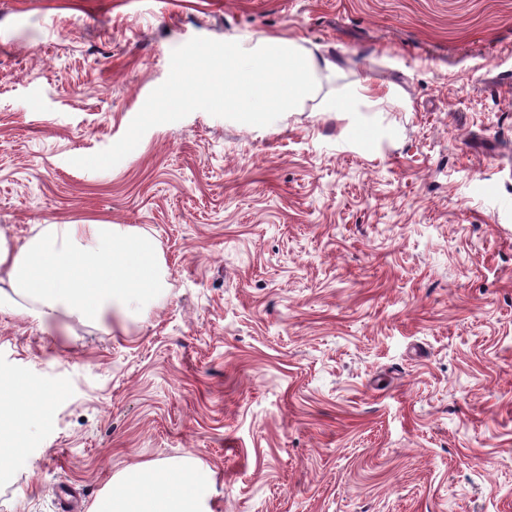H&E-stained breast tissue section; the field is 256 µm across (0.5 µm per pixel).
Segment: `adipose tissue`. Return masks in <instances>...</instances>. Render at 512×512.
I'll return each mask as SVG.
<instances>
[{
  "instance_id": "adipose-tissue-1",
  "label": "adipose tissue",
  "mask_w": 512,
  "mask_h": 512,
  "mask_svg": "<svg viewBox=\"0 0 512 512\" xmlns=\"http://www.w3.org/2000/svg\"><path fill=\"white\" fill-rule=\"evenodd\" d=\"M251 74L225 67L219 83L228 88L224 112L252 127L273 112H294L313 97L336 62L317 59L297 42L259 39L249 51ZM168 285L156 240L138 227L82 221L39 224L26 238L0 229V312L39 323L60 315L102 323L127 321L149 307ZM48 394L21 390L17 381L0 386V408L16 410L19 434H36L50 409ZM208 472L192 454L179 461H148L112 476L92 512H202Z\"/></svg>"
}]
</instances>
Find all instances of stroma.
I'll return each mask as SVG.
<instances>
[{"label": "stroma", "mask_w": 512, "mask_h": 512, "mask_svg": "<svg viewBox=\"0 0 512 512\" xmlns=\"http://www.w3.org/2000/svg\"><path fill=\"white\" fill-rule=\"evenodd\" d=\"M266 36L338 74L259 128L166 110L209 76L176 46ZM364 78L410 106L357 149ZM88 219L170 286L124 328L0 313V369L52 395L0 425V512L188 453L207 512H512V0H0V227ZM396 94V89L389 87L384 96L378 94V90L367 80L360 82L352 89L346 99L336 100L337 112H365L364 109L370 108L382 98H388Z\"/></svg>", "instance_id": "obj_1"}]
</instances>
